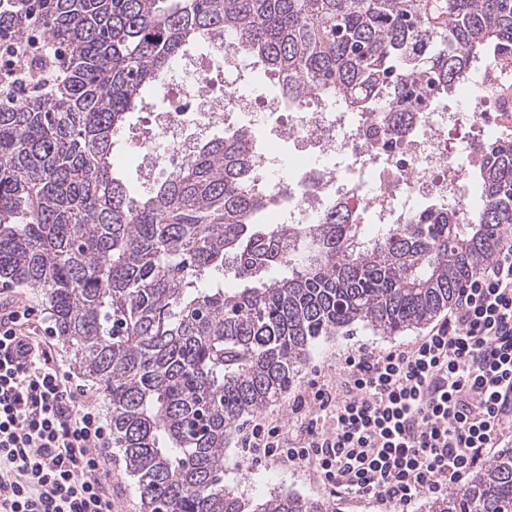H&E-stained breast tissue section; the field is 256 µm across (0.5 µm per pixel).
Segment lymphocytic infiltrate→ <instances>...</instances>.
Listing matches in <instances>:
<instances>
[{
    "mask_svg": "<svg viewBox=\"0 0 512 512\" xmlns=\"http://www.w3.org/2000/svg\"><path fill=\"white\" fill-rule=\"evenodd\" d=\"M33 306L0 304V512H112L111 430L55 357ZM339 391L312 383L294 441L253 428L252 445L310 467L333 496L406 507L446 494L512 429V231L415 343L359 348Z\"/></svg>",
    "mask_w": 512,
    "mask_h": 512,
    "instance_id": "1",
    "label": "lymphocytic infiltrate"
}]
</instances>
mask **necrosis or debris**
I'll use <instances>...</instances> for the list:
<instances>
[{
	"instance_id": "necrosis-or-debris-1",
	"label": "necrosis or debris",
	"mask_w": 512,
	"mask_h": 512,
	"mask_svg": "<svg viewBox=\"0 0 512 512\" xmlns=\"http://www.w3.org/2000/svg\"><path fill=\"white\" fill-rule=\"evenodd\" d=\"M250 70L240 53L213 45L178 61L165 83L164 107L135 142L144 188L174 173L190 136L219 125L229 132L272 123L277 139L308 148L288 155L254 149L256 186L288 190L275 210L277 222L314 224L336 203L370 224H402L429 199L466 211L481 145L512 135L508 55L485 62L467 111L438 105L398 134L385 132L377 113L343 112L323 99L306 111H289L282 95L253 88ZM340 155L347 159L343 170L334 164Z\"/></svg>"
}]
</instances>
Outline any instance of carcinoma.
Returning a JSON list of instances; mask_svg holds the SVG:
<instances>
[{
    "instance_id": "carcinoma-1",
    "label": "carcinoma",
    "mask_w": 512,
    "mask_h": 512,
    "mask_svg": "<svg viewBox=\"0 0 512 512\" xmlns=\"http://www.w3.org/2000/svg\"><path fill=\"white\" fill-rule=\"evenodd\" d=\"M31 30L64 49L67 74L49 99L0 102V280L40 289L74 365L104 387L142 512H329L224 489L231 435L320 340L356 323L396 336L452 303L512 224V139L487 142L468 212L427 201L370 237L334 205L318 224L266 223L277 201L252 183L247 130L137 200L113 146L198 41L286 78L296 111L333 98L389 113L397 134L421 87L446 102L512 55V0H0L1 43ZM428 512H512V451Z\"/></svg>"
}]
</instances>
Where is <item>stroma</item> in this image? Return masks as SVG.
<instances>
[{"label":"stroma","instance_id":"1","mask_svg":"<svg viewBox=\"0 0 512 512\" xmlns=\"http://www.w3.org/2000/svg\"><path fill=\"white\" fill-rule=\"evenodd\" d=\"M427 332V326L423 325L397 336H386L357 325L350 331L320 341L285 397L238 426L224 454L225 488L256 503L271 495L291 491L328 503L330 512H390L387 505L372 499L330 497L328 489L309 467L281 459L255 462L250 449L243 447L242 437L256 424L278 428L286 435L294 434L296 427L291 413L292 403L297 397L307 395L312 381L334 383L336 372L345 357L358 348L384 351L413 343Z\"/></svg>","mask_w":512,"mask_h":512}]
</instances>
